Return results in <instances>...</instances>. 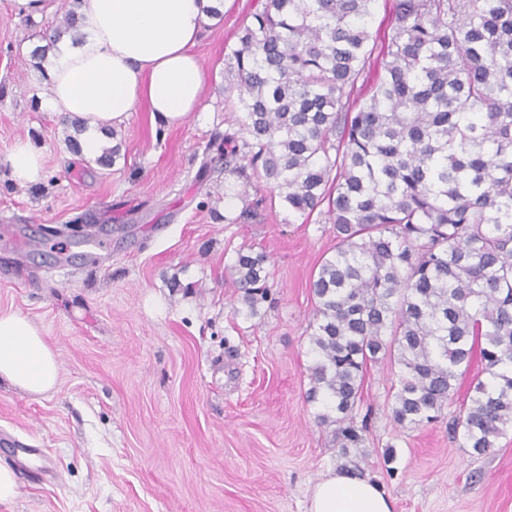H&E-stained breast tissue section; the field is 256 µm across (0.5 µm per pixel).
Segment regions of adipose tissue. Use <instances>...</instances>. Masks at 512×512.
I'll use <instances>...</instances> for the list:
<instances>
[{
    "mask_svg": "<svg viewBox=\"0 0 512 512\" xmlns=\"http://www.w3.org/2000/svg\"><path fill=\"white\" fill-rule=\"evenodd\" d=\"M220 0H79V44L60 43L43 64L51 95L43 106L84 122L81 151L99 152L105 133L147 102L155 125L172 128L199 109L207 80L193 48ZM14 182H38L44 154L17 141L7 156ZM33 394L59 379L56 356L29 319L0 310V379ZM310 512H393L370 480L329 471L312 489Z\"/></svg>",
    "mask_w": 512,
    "mask_h": 512,
    "instance_id": "1",
    "label": "adipose tissue"
}]
</instances>
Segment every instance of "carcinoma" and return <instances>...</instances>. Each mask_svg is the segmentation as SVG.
<instances>
[{
    "label": "carcinoma",
    "mask_w": 512,
    "mask_h": 512,
    "mask_svg": "<svg viewBox=\"0 0 512 512\" xmlns=\"http://www.w3.org/2000/svg\"><path fill=\"white\" fill-rule=\"evenodd\" d=\"M376 0H261L224 57V197L269 181L293 214L336 234L311 290L308 401L362 476L365 373L397 366L392 421L438 419L474 354L451 423L483 455L512 428V0H392L383 72L363 102ZM72 0L47 39L75 30ZM264 253L229 267L240 306L268 298Z\"/></svg>",
    "instance_id": "obj_1"
}]
</instances>
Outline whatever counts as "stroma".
I'll use <instances>...</instances> for the list:
<instances>
[{
  "label": "stroma",
  "instance_id": "1",
  "mask_svg": "<svg viewBox=\"0 0 512 512\" xmlns=\"http://www.w3.org/2000/svg\"><path fill=\"white\" fill-rule=\"evenodd\" d=\"M59 4L29 16L0 0V225L11 227L0 238V309L40 328L59 365L44 394L0 380V464L17 478L0 512H309L314 485L339 464L331 427L306 400L310 282L335 234L320 215L288 213L261 179L250 196L265 209L225 223L246 203L225 200L207 150L234 122L224 57L257 0H229L205 26L194 48L208 74L200 111L162 129L139 105L111 165L70 151L66 120L39 106L47 88L30 53ZM24 139L45 166L23 186L4 159ZM79 216L101 227V265L76 240L59 256L26 250ZM241 248L269 257L270 296L252 318L233 312L228 268ZM482 368L473 357L441 418L408 429L389 417V365L368 367L362 466L394 512H512V430L479 457L448 431Z\"/></svg>",
  "mask_w": 512,
  "mask_h": 512
}]
</instances>
